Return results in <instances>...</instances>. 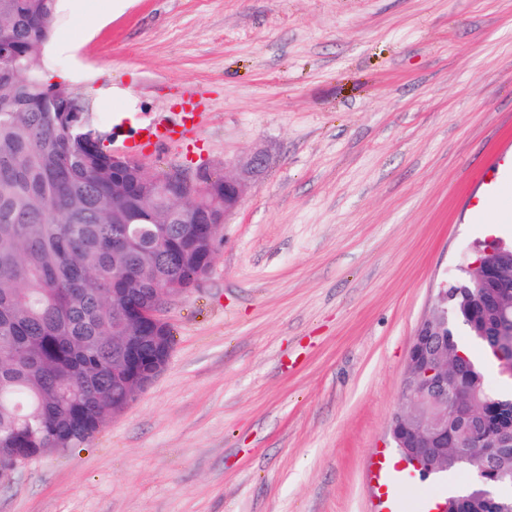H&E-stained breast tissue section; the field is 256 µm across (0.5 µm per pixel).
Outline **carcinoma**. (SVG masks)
<instances>
[{
	"label": "carcinoma",
	"instance_id": "carcinoma-1",
	"mask_svg": "<svg viewBox=\"0 0 512 512\" xmlns=\"http://www.w3.org/2000/svg\"><path fill=\"white\" fill-rule=\"evenodd\" d=\"M56 0H0V484L10 467L72 451L144 391L173 344L169 325L141 324L133 347L126 307L168 288L195 287L211 257L209 225L224 215V183L179 224L155 199L156 177L113 171L112 151L91 146L62 111L72 93L50 83L40 57ZM474 273L459 271L448 355L461 351L457 410L480 408L484 434L512 429V392L490 388L481 355L497 317L473 301ZM455 437L462 438L461 433ZM453 437V438H455ZM448 438L444 472H472ZM490 488L512 489V449ZM448 512H512V494L471 485L448 493Z\"/></svg>",
	"mask_w": 512,
	"mask_h": 512
}]
</instances>
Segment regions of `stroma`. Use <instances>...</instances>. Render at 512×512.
I'll use <instances>...</instances> for the list:
<instances>
[{
    "instance_id": "1",
    "label": "stroma",
    "mask_w": 512,
    "mask_h": 512,
    "mask_svg": "<svg viewBox=\"0 0 512 512\" xmlns=\"http://www.w3.org/2000/svg\"><path fill=\"white\" fill-rule=\"evenodd\" d=\"M57 9L40 59L125 146L208 104L151 173L267 166L208 274L169 301L166 368L76 451L0 487V512H429L389 422L437 288L492 238L472 202L512 150V0H130ZM200 91L191 92L184 86L178 89L181 100L179 112L172 119H160L141 124L126 143L130 152L139 154L149 147H159L171 143H183L197 134L204 123L205 112L198 99Z\"/></svg>"
}]
</instances>
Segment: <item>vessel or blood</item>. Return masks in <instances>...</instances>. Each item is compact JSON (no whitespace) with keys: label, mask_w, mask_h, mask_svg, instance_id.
<instances>
[{"label":"vessel or blood","mask_w":512,"mask_h":512,"mask_svg":"<svg viewBox=\"0 0 512 512\" xmlns=\"http://www.w3.org/2000/svg\"><path fill=\"white\" fill-rule=\"evenodd\" d=\"M181 100L179 112L172 118L154 120L141 124L127 143L132 153H141L149 147H159L171 143H181L197 134L204 123L205 114L197 93L179 88ZM497 177L487 183L482 194L473 206L475 217L479 221L489 219L503 222L512 219V208L503 209L504 198L512 199V154L498 158L496 162Z\"/></svg>","instance_id":"b4317fda"}]
</instances>
